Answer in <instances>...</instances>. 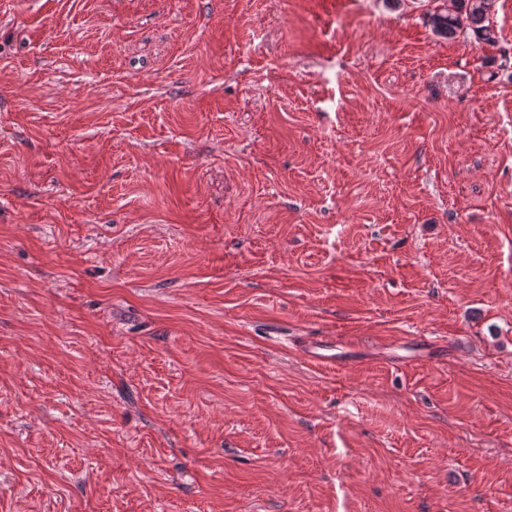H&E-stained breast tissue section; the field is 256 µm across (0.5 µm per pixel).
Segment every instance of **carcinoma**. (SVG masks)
Masks as SVG:
<instances>
[{"label":"carcinoma","instance_id":"cac0c4a2","mask_svg":"<svg viewBox=\"0 0 512 512\" xmlns=\"http://www.w3.org/2000/svg\"><path fill=\"white\" fill-rule=\"evenodd\" d=\"M456 9L436 10L429 21L436 34L453 37L461 31H471L479 44L494 45L497 32L490 22L491 0H456Z\"/></svg>","mask_w":512,"mask_h":512}]
</instances>
